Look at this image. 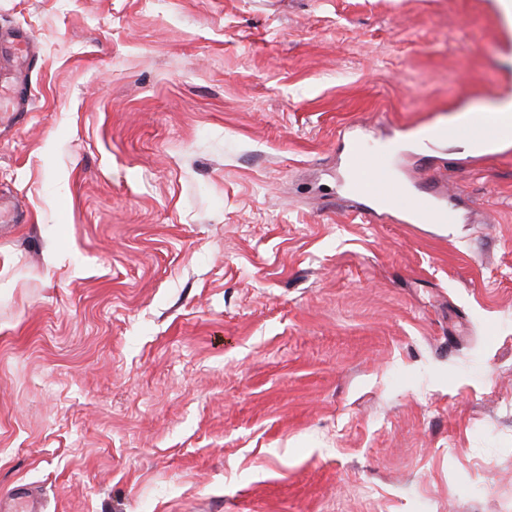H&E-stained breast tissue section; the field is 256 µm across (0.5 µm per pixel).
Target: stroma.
<instances>
[{"label": "stroma", "mask_w": 512, "mask_h": 512, "mask_svg": "<svg viewBox=\"0 0 512 512\" xmlns=\"http://www.w3.org/2000/svg\"><path fill=\"white\" fill-rule=\"evenodd\" d=\"M0 494L46 512H512V141L495 0H0ZM460 218L355 219L343 133ZM11 61L18 65L13 82L0 83V112L12 118L21 112H32L34 100L31 75L37 51L28 32L23 28L12 29L1 35ZM510 124H512L510 117L507 122H504L495 115L489 117L487 121L465 125L463 130L448 129L446 125H437L421 137L419 145H423V150L426 151L438 144L448 142V139H456L469 144L470 153L485 154L492 150L503 130L510 127ZM2 512H44V500L35 491L17 489L8 499H0Z\"/></svg>", "instance_id": "35a3bbf8"}]
</instances>
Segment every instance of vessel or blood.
Masks as SVG:
<instances>
[{"label": "vessel or blood", "instance_id": "obj_1", "mask_svg": "<svg viewBox=\"0 0 512 512\" xmlns=\"http://www.w3.org/2000/svg\"><path fill=\"white\" fill-rule=\"evenodd\" d=\"M0 43L17 66L13 81L0 83V112L13 117L32 111L31 75L37 58L36 47L28 32L20 27L0 36ZM505 127V122L496 116L461 130L437 125L421 137L420 143L428 150L456 139L469 144L472 154H484L492 150ZM343 167L342 199L352 216L375 215L396 224H434L442 234L450 233L458 221L457 215L449 212L439 197L406 190L393 174L389 145L347 136ZM0 512H45L44 500L37 492L18 489L9 498L0 499Z\"/></svg>", "mask_w": 512, "mask_h": 512}]
</instances>
